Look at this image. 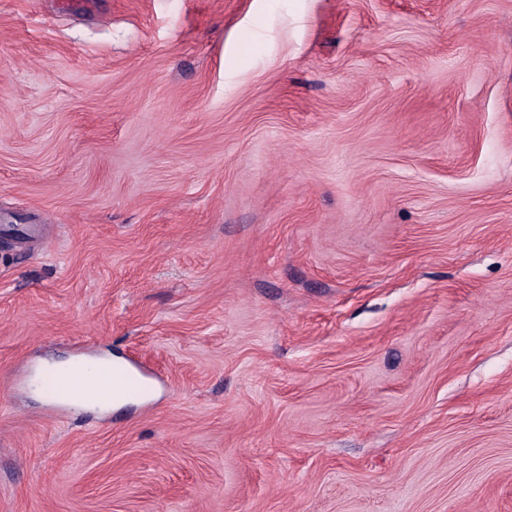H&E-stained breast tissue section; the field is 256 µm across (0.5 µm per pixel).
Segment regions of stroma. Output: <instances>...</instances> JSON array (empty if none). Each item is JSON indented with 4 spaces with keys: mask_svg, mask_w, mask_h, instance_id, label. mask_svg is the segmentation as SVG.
Instances as JSON below:
<instances>
[{
    "mask_svg": "<svg viewBox=\"0 0 512 512\" xmlns=\"http://www.w3.org/2000/svg\"><path fill=\"white\" fill-rule=\"evenodd\" d=\"M0 512H512V0H0ZM99 366V367H112V359H98L95 361L72 360L61 366L63 372H67L70 375L62 379L58 383L57 393L59 396L68 397L73 395L77 391H86L94 387V380L88 375H71L74 374L78 369ZM130 366L135 372L126 368H113L112 384L102 383L96 388L97 391L105 394L104 397H101V403L112 406V386L118 388L128 398L144 397L153 392L140 380L139 376L145 377L144 372L137 366Z\"/></svg>",
    "mask_w": 512,
    "mask_h": 512,
    "instance_id": "1",
    "label": "stroma"
}]
</instances>
